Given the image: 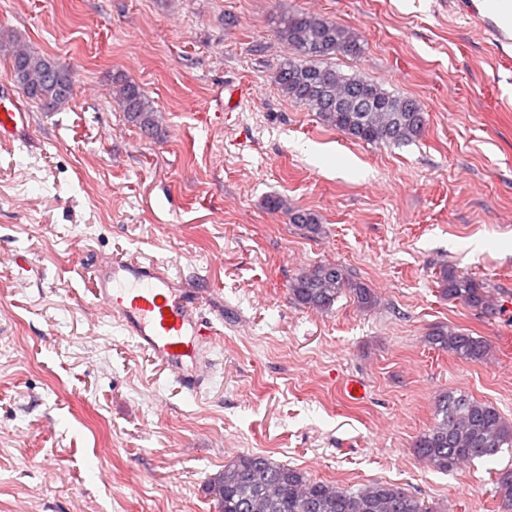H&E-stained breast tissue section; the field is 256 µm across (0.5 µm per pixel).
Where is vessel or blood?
Returning <instances> with one entry per match:
<instances>
[{
  "label": "vessel or blood",
  "mask_w": 512,
  "mask_h": 512,
  "mask_svg": "<svg viewBox=\"0 0 512 512\" xmlns=\"http://www.w3.org/2000/svg\"><path fill=\"white\" fill-rule=\"evenodd\" d=\"M25 110L0 93V138H13ZM93 295L117 319L126 336L146 351L181 389H201L213 325L200 291L186 287L154 261L112 259L93 270Z\"/></svg>",
  "instance_id": "b4317fda"
}]
</instances>
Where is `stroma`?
I'll return each instance as SVG.
<instances>
[{"label":"stroma","mask_w":512,"mask_h":512,"mask_svg":"<svg viewBox=\"0 0 512 512\" xmlns=\"http://www.w3.org/2000/svg\"><path fill=\"white\" fill-rule=\"evenodd\" d=\"M478 5L0 0V29L75 83L62 111L25 102L0 141V512H216L212 477L248 453L350 491L394 484L435 512H496L512 453L441 473L413 451L449 391L512 422V44L491 41ZM301 11L358 35L333 65L414 99L420 140L358 142L282 97L271 75L293 51L275 27ZM116 73L152 100L155 137L115 106ZM232 83L248 94L228 113L216 95ZM129 256L202 291L219 334L200 393L94 299L87 265ZM327 261L376 306L298 305L290 281ZM446 266L495 314L448 299ZM448 327L488 339L489 358L432 348ZM352 377L364 399L345 394ZM269 205L274 209H285L288 213V220L290 224H296L297 227L306 230L309 233H318L320 231L318 219L312 213L304 211H290L280 199L270 200Z\"/></svg>","instance_id":"1"}]
</instances>
